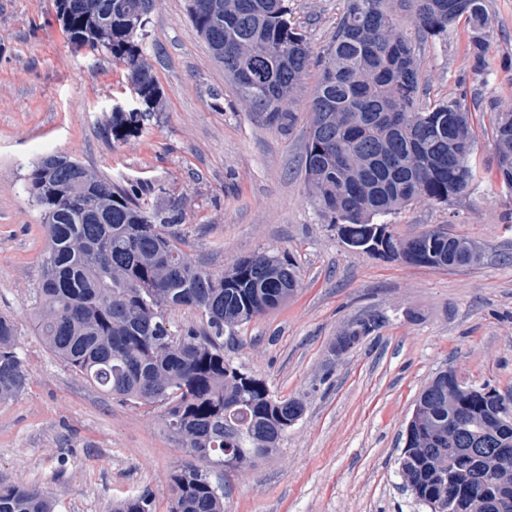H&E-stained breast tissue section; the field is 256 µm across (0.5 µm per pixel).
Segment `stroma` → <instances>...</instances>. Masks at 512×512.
I'll list each match as a JSON object with an SVG mask.
<instances>
[{
  "mask_svg": "<svg viewBox=\"0 0 512 512\" xmlns=\"http://www.w3.org/2000/svg\"><path fill=\"white\" fill-rule=\"evenodd\" d=\"M489 66L476 70L465 22L422 43L421 100L471 112L481 175L452 206L421 199L390 217L410 237L444 228L478 247L461 267L415 266L341 242L309 202L304 176L310 67L293 127L250 111L188 14V0H155L144 45L166 109L114 140L112 105L128 93L110 54L74 51L55 0H0V312L19 323L29 377L0 403V482L40 487L56 512H110L151 491L166 512L168 479L188 456L164 432L159 406L123 405L65 367L31 322L45 240L24 176L62 153L117 183L162 190L185 209V252L216 273L255 252L290 257L302 284L279 308L235 330L234 364L295 397L303 418L278 454L226 477V512H429L400 490L404 433L415 400L451 368L472 384L512 389V190L497 174L491 113L512 109V0H484ZM344 0H291V20L315 52L329 44ZM382 326L341 356L337 336L370 315Z\"/></svg>",
  "mask_w": 512,
  "mask_h": 512,
  "instance_id": "obj_1",
  "label": "stroma"
}]
</instances>
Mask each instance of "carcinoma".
Masks as SVG:
<instances>
[{
    "mask_svg": "<svg viewBox=\"0 0 512 512\" xmlns=\"http://www.w3.org/2000/svg\"><path fill=\"white\" fill-rule=\"evenodd\" d=\"M57 12L76 51L106 52L123 64L135 107L112 109L116 140L142 130L163 110L165 94L143 43L145 0H62ZM290 0H189V16L250 111L271 125H291L284 109L314 57L290 22ZM465 18L474 66L487 67L484 0H345L309 105L305 179L316 213L347 246L408 264H469L474 242L441 230L396 236L384 218L426 198L465 195L478 177L475 134L455 101L420 104V44ZM490 133L498 172L512 189V110L493 113ZM26 175L40 210L45 246L34 288V327L66 367L121 404L160 405L167 433L202 465L169 477L167 512H224V460L251 465L279 450L303 417L297 398H276L264 380L224 358V332L280 307L301 277L274 253L239 260L224 274L194 263L180 247V202L150 209L140 186L123 188L80 161L56 154ZM198 310L206 328L171 330L167 315ZM14 318L0 315V401L18 397L27 374ZM448 375L424 386L407 425L400 458L411 494L436 512L457 498L512 500V479H484L496 449L512 448V411L499 391L475 386L448 406ZM148 493L124 498L112 512H154ZM0 512H56L36 486L0 482Z\"/></svg>",
    "mask_w": 512,
    "mask_h": 512,
    "instance_id": "carcinoma-1",
    "label": "carcinoma"
}]
</instances>
